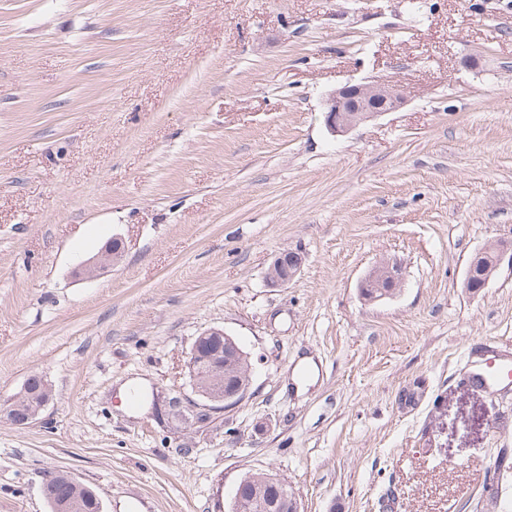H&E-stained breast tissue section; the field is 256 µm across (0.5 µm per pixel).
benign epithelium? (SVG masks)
Listing matches in <instances>:
<instances>
[{
	"mask_svg": "<svg viewBox=\"0 0 512 512\" xmlns=\"http://www.w3.org/2000/svg\"><path fill=\"white\" fill-rule=\"evenodd\" d=\"M405 102L402 91L396 87L381 84H353L336 89L328 94L323 103L324 121L327 130L334 136H345L360 124L394 111ZM491 255L493 261L486 272L477 271L481 258ZM122 257V240L115 237L108 242L92 259L80 265V274L85 278H94L104 273ZM512 259V245L499 243L486 248L470 261L464 281V288L475 293L484 288L493 273L497 271L504 258ZM303 255L294 250L279 253L271 263L266 280L272 287L288 284L301 270ZM404 272L400 265L383 261L373 267L361 280V296L368 302H375L393 295L401 288ZM202 339H217L224 346V351L203 358L198 344H193L186 362L189 386L197 400H188L191 407L202 405L213 411H220L238 404L251 386V371L234 375L227 371L233 362L250 363L248 354L240 343L220 327H210L199 334ZM53 400L48 395L39 402L29 406L23 405L18 398L0 403V419L27 427L39 418L45 407ZM276 494L267 498L266 512H300L299 503L287 485L279 480L275 483Z\"/></svg>",
	"mask_w": 512,
	"mask_h": 512,
	"instance_id": "benign-epithelium-1",
	"label": "benign epithelium"
}]
</instances>
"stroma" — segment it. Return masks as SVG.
I'll use <instances>...</instances> for the list:
<instances>
[{"instance_id": "1", "label": "stroma", "mask_w": 512, "mask_h": 512, "mask_svg": "<svg viewBox=\"0 0 512 512\" xmlns=\"http://www.w3.org/2000/svg\"><path fill=\"white\" fill-rule=\"evenodd\" d=\"M397 83L406 102L332 136L323 100ZM124 253L77 266L112 237ZM512 0H0V512H50L47 475L103 512H227L247 472L301 512H512V387L461 381L512 349ZM305 263L283 287L274 256ZM405 272L368 303L379 261ZM249 354L236 406L171 420L189 350ZM318 367L297 387L302 358ZM122 253V240L115 237L101 249L100 253L80 265V274L84 278L97 277L117 263ZM486 255H493V261L491 267L486 272L477 271V265H482L481 258ZM509 255L512 263V248L511 243H499L490 248L483 249L482 251L475 254L468 265L467 274L464 281V287L469 293H475L482 288H485L486 284L490 280L493 273L497 271L501 265L503 259ZM490 271V272H489ZM489 272V273H488ZM478 279V280H477ZM304 263L303 255L294 250L280 252L271 263L266 280L272 287L288 284L301 270ZM403 280L404 272L400 265L391 261L380 262L361 280V296L368 302L378 301L395 294L401 288ZM33 379H41L43 381V388L44 390L47 388L46 380L43 376L40 375H32L30 376L23 385V391L22 394H26V398L24 396L15 397L12 399H9L5 402L0 403V419L1 420H7L13 425L20 426V427H26L31 424H33L37 419L39 418L42 411L45 409V407L53 400L54 395H48L46 397H43L38 403L31 404L29 406H25L19 402H31L35 401L38 396L41 394L34 393L32 395H27V392L29 391L30 384L33 381Z\"/></svg>"}]
</instances>
